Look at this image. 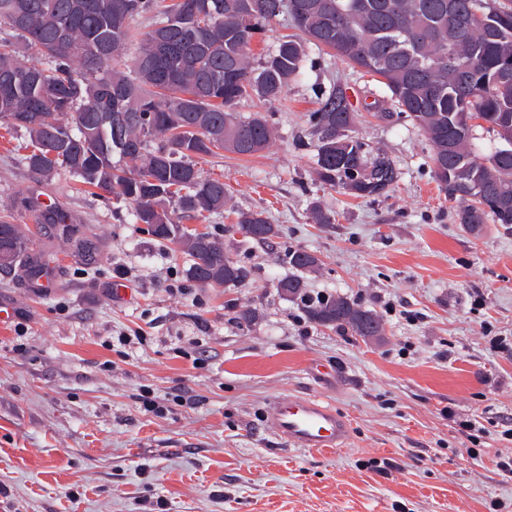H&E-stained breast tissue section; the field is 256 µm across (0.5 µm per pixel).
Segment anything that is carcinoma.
I'll return each instance as SVG.
<instances>
[{"label": "carcinoma", "instance_id": "obj_1", "mask_svg": "<svg viewBox=\"0 0 512 512\" xmlns=\"http://www.w3.org/2000/svg\"><path fill=\"white\" fill-rule=\"evenodd\" d=\"M0 0V124L28 133L26 157L35 173L65 170L83 184L134 205L136 222L153 236L177 243L190 258V279L241 286L249 271L207 233L185 230V219L224 209V182L202 176L197 160L224 152L252 156L273 139L261 112L242 119L245 98L264 104L280 97L299 74L306 48H326L367 74L378 76L401 112L428 136L434 177L448 199L459 201V223L512 224V206L486 210L489 198L512 203V153L489 155L473 147L474 125L457 120L466 110L503 141L512 140V8L495 0H454L460 15L484 21L461 30L448 0ZM156 17L141 32L135 18ZM293 34L271 53L250 61L252 45L279 20ZM35 47L40 60L25 63L14 38ZM138 44L135 76L117 67L121 51ZM460 66L478 67L460 78L448 74V54ZM70 116L65 123L61 116ZM310 121L316 142L317 181L359 197L383 194L396 181L392 163L349 135L353 122L345 91L321 100ZM128 160L113 161L114 155ZM470 166L480 187L454 186L458 164ZM43 224L69 231L68 215L51 208ZM240 230L268 243L275 228L263 212L239 217ZM286 262L302 271L318 265L303 249ZM39 275L41 255L18 225L0 220V270ZM321 325L377 336L379 320L344 298L309 311Z\"/></svg>", "mask_w": 512, "mask_h": 512}]
</instances>
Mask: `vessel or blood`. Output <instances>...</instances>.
<instances>
[{"instance_id": "obj_1", "label": "vessel or blood", "mask_w": 512, "mask_h": 512, "mask_svg": "<svg viewBox=\"0 0 512 512\" xmlns=\"http://www.w3.org/2000/svg\"><path fill=\"white\" fill-rule=\"evenodd\" d=\"M265 421L271 434L297 448H341L349 436L347 419L314 397L274 399L266 408Z\"/></svg>"}]
</instances>
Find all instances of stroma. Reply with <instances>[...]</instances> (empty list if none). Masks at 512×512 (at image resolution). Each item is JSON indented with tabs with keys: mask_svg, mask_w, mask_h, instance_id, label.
Returning a JSON list of instances; mask_svg holds the SVG:
<instances>
[{
	"mask_svg": "<svg viewBox=\"0 0 512 512\" xmlns=\"http://www.w3.org/2000/svg\"><path fill=\"white\" fill-rule=\"evenodd\" d=\"M337 86L352 136L398 171L384 195L316 181L310 114ZM260 110L272 143L203 162L229 199L186 223L249 270L230 288L191 280L187 256L137 223L133 204L32 172L28 134L0 126V216L48 270L36 284L0 271L13 312L0 324V512H512L497 469L512 453L499 435L512 422V356L484 335L512 336V225L468 233L425 133L384 84L324 50L308 47L301 76ZM29 198L68 213L73 233L39 224ZM316 204L332 223H314ZM260 210L279 229L265 245L235 229ZM291 248L320 259L301 274L306 291L371 311L382 335L312 322L277 286ZM308 396L349 420L344 448L267 431L268 402ZM447 408L480 422L477 443Z\"/></svg>",
	"mask_w": 512,
	"mask_h": 512,
	"instance_id": "35a3bbf8",
	"label": "stroma"
}]
</instances>
